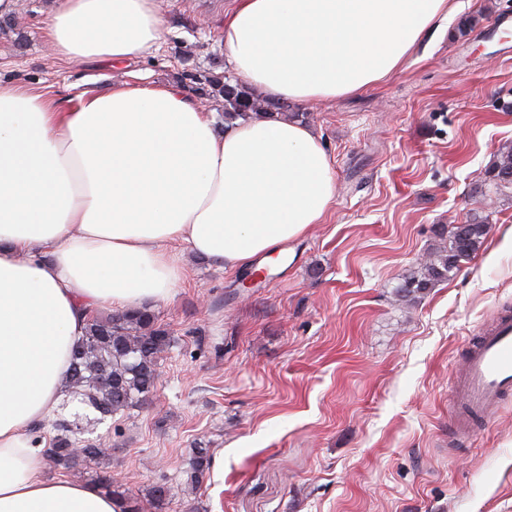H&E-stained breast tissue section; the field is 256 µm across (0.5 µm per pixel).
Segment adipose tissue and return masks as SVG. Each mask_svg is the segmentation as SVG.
Masks as SVG:
<instances>
[{"mask_svg":"<svg viewBox=\"0 0 512 512\" xmlns=\"http://www.w3.org/2000/svg\"><path fill=\"white\" fill-rule=\"evenodd\" d=\"M449 0H233L222 52L273 103L333 101L399 69ZM57 56L114 63L166 37L156 0H59ZM336 178L315 131L218 121L182 86L135 79L66 106L0 81V512H124L46 474L39 429L66 398L91 316L168 300L174 243L226 269L322 223Z\"/></svg>","mask_w":512,"mask_h":512,"instance_id":"ef3b65f1","label":"adipose tissue"}]
</instances>
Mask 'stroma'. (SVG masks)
<instances>
[{
  "label": "stroma",
  "instance_id": "stroma-1",
  "mask_svg": "<svg viewBox=\"0 0 512 512\" xmlns=\"http://www.w3.org/2000/svg\"><path fill=\"white\" fill-rule=\"evenodd\" d=\"M455 14L379 83L333 101L289 104L322 137L336 178L323 223L249 277L185 254L149 400L96 426L112 454L95 473L155 512H512V397L453 433L452 385L472 335L512 309V190H489L512 146V0H454ZM57 0H14L0 33V80L64 101L130 77L179 83L226 72L231 0H157L167 37L130 63L56 56L43 23ZM471 31L460 32L464 18ZM489 226L474 257L414 298L397 287L470 217ZM223 463L198 485L196 448Z\"/></svg>",
  "mask_w": 512,
  "mask_h": 512
}]
</instances>
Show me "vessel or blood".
I'll return each instance as SVG.
<instances>
[{
    "label": "vessel or blood",
    "instance_id": "b4317fda",
    "mask_svg": "<svg viewBox=\"0 0 512 512\" xmlns=\"http://www.w3.org/2000/svg\"><path fill=\"white\" fill-rule=\"evenodd\" d=\"M452 391L467 411L455 421L459 433L469 432L471 416L489 414L512 395V311H493L477 331Z\"/></svg>",
    "mask_w": 512,
    "mask_h": 512
}]
</instances>
